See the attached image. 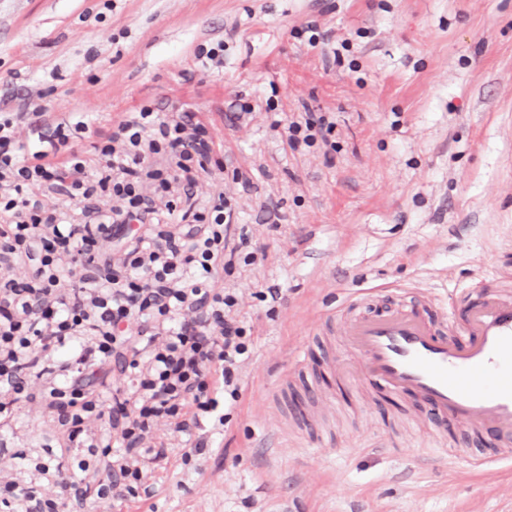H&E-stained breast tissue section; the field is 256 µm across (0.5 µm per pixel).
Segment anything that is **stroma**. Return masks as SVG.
<instances>
[{"instance_id":"35a3bbf8","label":"stroma","mask_w":512,"mask_h":512,"mask_svg":"<svg viewBox=\"0 0 512 512\" xmlns=\"http://www.w3.org/2000/svg\"><path fill=\"white\" fill-rule=\"evenodd\" d=\"M219 41L223 68L199 71ZM37 104L104 137L142 105L198 112L256 183L224 180L261 254L219 282L251 330L240 398L110 512H512V465L435 451L423 408L338 371L370 290L459 312L466 290L512 292V0H0V113ZM307 110L333 113L335 151L284 150L273 119Z\"/></svg>"}]
</instances>
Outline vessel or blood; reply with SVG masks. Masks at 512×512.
Listing matches in <instances>:
<instances>
[{
  "label": "vessel or blood",
  "mask_w": 512,
  "mask_h": 512,
  "mask_svg": "<svg viewBox=\"0 0 512 512\" xmlns=\"http://www.w3.org/2000/svg\"><path fill=\"white\" fill-rule=\"evenodd\" d=\"M344 336L380 393L415 399L441 425L443 447L456 427L481 445L476 466L512 462V296L484 288L463 315L436 322L417 304L381 307L348 319Z\"/></svg>",
  "instance_id": "obj_1"
}]
</instances>
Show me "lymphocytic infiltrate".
<instances>
[{
    "label": "lymphocytic infiltrate",
    "instance_id": "f902f5d3",
    "mask_svg": "<svg viewBox=\"0 0 512 512\" xmlns=\"http://www.w3.org/2000/svg\"><path fill=\"white\" fill-rule=\"evenodd\" d=\"M24 123L37 143L21 138ZM45 123L39 106L0 115V430L38 403L51 413L54 453L28 460L36 478L0 482V512L138 498L168 449L206 419L226 424L219 399L238 400L251 353L238 293L215 282L255 255L231 197L196 201L213 161L206 123L145 105L92 158L67 147L89 130L82 115L48 135ZM335 128L307 112L288 122L283 144L327 146ZM19 266L29 275L16 277ZM107 364L126 379L108 395L97 383ZM94 461L105 482L91 481ZM59 482L67 495L49 497Z\"/></svg>",
    "mask_w": 512,
    "mask_h": 512
}]
</instances>
